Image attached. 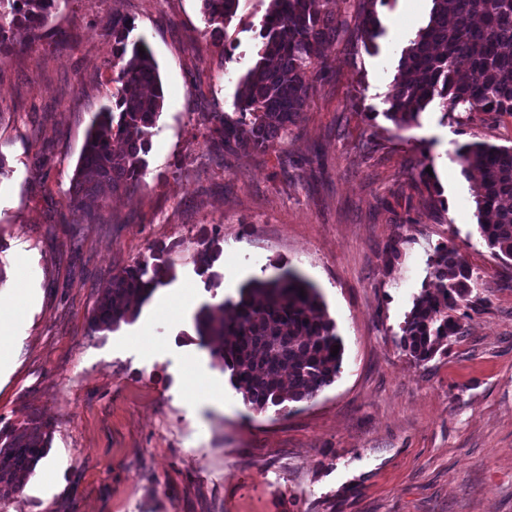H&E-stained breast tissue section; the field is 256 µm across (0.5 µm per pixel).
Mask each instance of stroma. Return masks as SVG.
I'll return each mask as SVG.
<instances>
[{
  "label": "stroma",
  "instance_id": "1",
  "mask_svg": "<svg viewBox=\"0 0 512 512\" xmlns=\"http://www.w3.org/2000/svg\"><path fill=\"white\" fill-rule=\"evenodd\" d=\"M268 0H239L223 37L202 0H69L23 51L0 54V294L29 279L0 428L47 423V454L0 512H512V265L477 231L457 145L512 144V116L459 126L439 106L384 116L403 51L431 0H377L373 46L342 32L301 122L263 152L210 154L207 120L234 112L262 45ZM158 65L164 107L140 185L98 224L68 205L91 118L115 108L113 16ZM432 159L435 187L419 178ZM232 270L207 287L201 234ZM477 285L446 353L415 362L401 327L440 243ZM175 245L174 279L137 317L101 331L114 275ZM295 270L344 345L335 382L290 414L245 405L200 344L195 315L249 279Z\"/></svg>",
  "mask_w": 512,
  "mask_h": 512
}]
</instances>
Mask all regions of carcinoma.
I'll return each instance as SVG.
<instances>
[{"label":"carcinoma","mask_w":512,"mask_h":512,"mask_svg":"<svg viewBox=\"0 0 512 512\" xmlns=\"http://www.w3.org/2000/svg\"><path fill=\"white\" fill-rule=\"evenodd\" d=\"M67 0H0V53L20 48L14 31L35 38ZM239 0H202L210 34L220 36L235 16ZM332 0H270L261 21L262 47L240 81L238 117L211 116L207 142L219 155L233 147L264 151L301 118L315 91V79L328 74L327 50L338 42L345 22L330 9ZM359 0L354 21L357 37L373 41L381 34L374 4ZM427 24L420 28L398 67L385 99L384 116L398 128L418 122L438 104L444 117L462 126L472 113L512 115V0H431ZM132 23L112 16L117 69L116 108L98 112L87 133L74 177L69 206L89 222L104 207L101 188L135 187L151 149L152 129L164 106V92L154 57L141 41L129 40ZM144 53H139V48ZM461 172L474 180L473 197L480 236L492 255L512 261V146L485 141L457 148ZM199 271L208 273L216 257L201 241ZM167 260L129 268L102 292L95 326L113 330L134 319V301L144 302L174 279ZM430 282L406 316L400 345L415 361L433 357L452 336L461 334L453 315L468 301L476 283L473 269L447 244L435 248ZM200 343L230 371V381L255 411L271 407L285 414L289 404L314 398L331 385L343 351L336 325L316 288L287 270L275 279L254 277L236 302L203 306L195 316ZM46 424L0 429V484L12 485L32 472L46 454Z\"/></svg>","instance_id":"cac0c4a2"}]
</instances>
